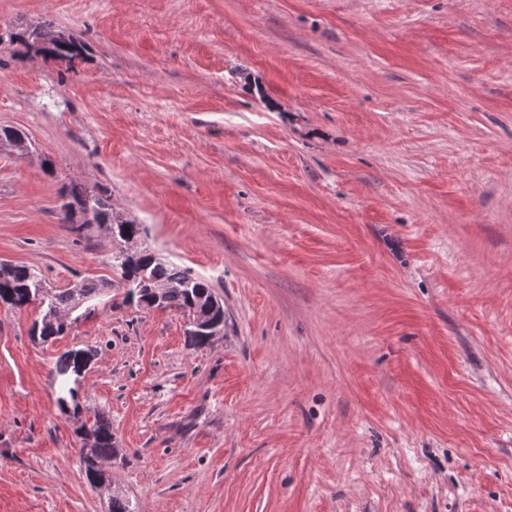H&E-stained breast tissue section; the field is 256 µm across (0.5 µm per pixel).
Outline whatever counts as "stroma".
<instances>
[{
  "label": "stroma",
  "instance_id": "1",
  "mask_svg": "<svg viewBox=\"0 0 512 512\" xmlns=\"http://www.w3.org/2000/svg\"><path fill=\"white\" fill-rule=\"evenodd\" d=\"M74 66L0 45V262L107 279L68 331L0 307V512H512V0H0ZM104 188L209 281L224 333L124 303ZM94 348L79 418L55 362ZM11 45L20 44L29 51L45 57L65 61L70 67L76 60L83 59L88 53V45L74 34L61 30L50 19L38 21L36 24L18 32L5 31ZM82 429L83 426L79 427L77 432L80 434ZM81 436L85 440V444L83 448H80V461L89 484L108 493L110 512H134L128 499L112 495V478L109 474L104 477L103 471L100 469V464L112 461L114 454V442L112 441L114 438L110 419L104 415H98L89 424L85 436Z\"/></svg>",
  "mask_w": 512,
  "mask_h": 512
}]
</instances>
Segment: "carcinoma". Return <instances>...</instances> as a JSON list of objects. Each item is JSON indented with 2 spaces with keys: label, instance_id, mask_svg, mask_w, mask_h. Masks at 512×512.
<instances>
[{
  "label": "carcinoma",
  "instance_id": "carcinoma-1",
  "mask_svg": "<svg viewBox=\"0 0 512 512\" xmlns=\"http://www.w3.org/2000/svg\"><path fill=\"white\" fill-rule=\"evenodd\" d=\"M8 37L10 44H20L27 50L55 60L74 65L85 57L88 45L74 34L64 31L50 19L39 21L18 32L0 34ZM13 147L19 155L32 147L28 135L15 127L0 128V143ZM64 203L60 207L64 224L76 225L80 231L90 224L107 227L118 245L136 240L142 233L141 225L116 210L111 197L88 187L71 183L60 190ZM112 268L119 274L126 286L124 300L140 304L148 298L150 290L162 291L163 309H173L191 319L212 312V285L191 271L171 262H165L154 252L140 249L133 256H126L119 248L112 252ZM44 278L30 267L19 264L0 263V298L11 296L23 309L34 307L38 317L33 321L31 333L44 342L65 334L63 316L74 312L83 304L104 294L112 287L109 282L80 281L70 288L57 289L44 298H37ZM91 361V352L84 349H70L56 361V374L78 372ZM57 403L61 410L74 416L81 413L80 397L74 394L67 382L58 380ZM80 461L89 484L109 494L110 512H134L128 499L112 495V478L103 476L100 464L112 461L114 442L112 422L104 415L94 418L83 436Z\"/></svg>",
  "mask_w": 512,
  "mask_h": 512
}]
</instances>
